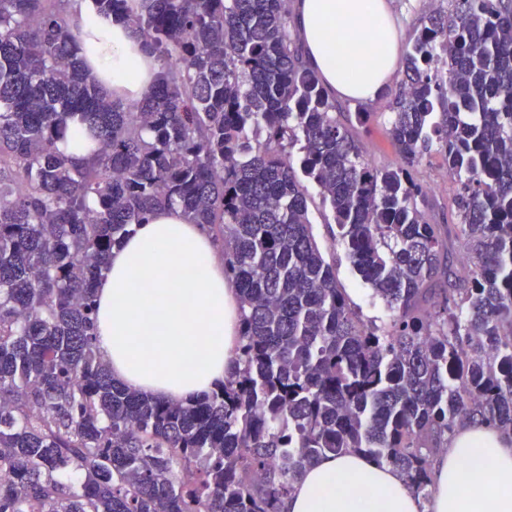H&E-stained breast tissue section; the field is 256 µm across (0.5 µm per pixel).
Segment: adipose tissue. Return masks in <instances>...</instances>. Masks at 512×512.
I'll return each instance as SVG.
<instances>
[{
	"label": "adipose tissue",
	"mask_w": 512,
	"mask_h": 512,
	"mask_svg": "<svg viewBox=\"0 0 512 512\" xmlns=\"http://www.w3.org/2000/svg\"><path fill=\"white\" fill-rule=\"evenodd\" d=\"M305 65L341 99L374 102L399 69L390 0H293ZM89 73L114 98L137 103L153 84L154 57L123 21L71 0ZM93 342L113 379L160 401H188L223 384L239 345L238 296L202 226L161 209L113 247L95 290ZM473 465L492 479L476 481ZM429 503L391 466L329 454L304 472L285 512H512V437L476 422L459 427L432 461Z\"/></svg>",
	"instance_id": "obj_1"
}]
</instances>
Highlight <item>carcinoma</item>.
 <instances>
[{
    "label": "carcinoma",
    "instance_id": "obj_1",
    "mask_svg": "<svg viewBox=\"0 0 512 512\" xmlns=\"http://www.w3.org/2000/svg\"><path fill=\"white\" fill-rule=\"evenodd\" d=\"M405 56L370 164L288 30V0H92L159 74L135 106L82 66L64 0H0V512H282L307 466L358 452L430 495V458L512 435V0H452ZM90 159L57 149L67 133ZM457 183L426 217L411 169ZM391 312L368 325L314 237L301 178ZM215 235L239 294L224 384L163 403L92 339L112 246L159 208ZM415 179L430 191V205L427 210L432 224H447L450 216L451 199L457 184L448 174L442 155L433 151L415 166Z\"/></svg>",
    "mask_w": 512,
    "mask_h": 512
}]
</instances>
